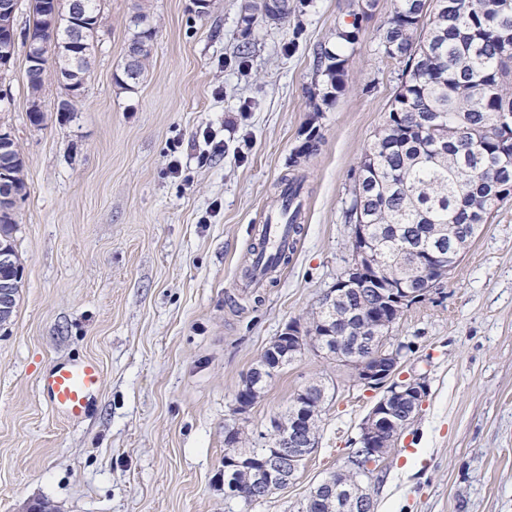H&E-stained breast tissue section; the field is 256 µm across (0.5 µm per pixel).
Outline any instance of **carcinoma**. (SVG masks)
<instances>
[{
    "label": "carcinoma",
    "mask_w": 512,
    "mask_h": 512,
    "mask_svg": "<svg viewBox=\"0 0 512 512\" xmlns=\"http://www.w3.org/2000/svg\"><path fill=\"white\" fill-rule=\"evenodd\" d=\"M351 24L336 28L339 49L324 48L316 58V97L337 98L345 89L346 52L361 44L362 23L372 17L375 0H359ZM246 25L256 15L272 22L288 20L289 0H255L245 6ZM128 45L139 49L135 69L113 73L115 83L132 90L152 58L154 24L137 5L130 18ZM41 38L71 39L62 22L50 32L40 10L30 22ZM98 31L91 30L61 68L66 88L83 89L90 76V56ZM378 50L402 65L401 82L358 166L346 218L369 225L372 242L385 256L413 240L415 258L435 247L425 234L431 226L453 225L461 243L472 225L488 223L498 203L512 196V0H393L379 35ZM27 195L20 151L0 155V282L19 286L22 271L14 246L16 206L4 187ZM303 180L284 179L280 205L295 224ZM224 454V496L245 505L249 499L242 476Z\"/></svg>",
    "instance_id": "obj_1"
}]
</instances>
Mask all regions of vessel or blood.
Returning a JSON list of instances; mask_svg holds the SVG:
<instances>
[{
	"instance_id": "1",
	"label": "vessel or blood",
	"mask_w": 512,
	"mask_h": 512,
	"mask_svg": "<svg viewBox=\"0 0 512 512\" xmlns=\"http://www.w3.org/2000/svg\"><path fill=\"white\" fill-rule=\"evenodd\" d=\"M294 225L285 223L280 212L269 211L264 220L265 248L254 257L249 272L253 285L274 267L277 256L287 253L293 242ZM103 371L95 360L54 364L41 377V389L52 409L63 419L76 421L92 410L103 385Z\"/></svg>"
}]
</instances>
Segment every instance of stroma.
<instances>
[{
    "label": "stroma",
    "mask_w": 512,
    "mask_h": 512,
    "mask_svg": "<svg viewBox=\"0 0 512 512\" xmlns=\"http://www.w3.org/2000/svg\"><path fill=\"white\" fill-rule=\"evenodd\" d=\"M135 2L97 0L105 24L83 92L72 97L48 73L42 124L28 118L24 52L0 76V129L19 144L28 185L14 234L23 277L0 328V512L39 500L57 512H304L319 481L350 468L383 389L308 350L241 416L236 395L352 259L344 200L400 83L377 50L391 0L365 23L345 91L316 115V56L335 48L354 0H291L288 21L249 26L248 0H143L157 33L127 91L113 75ZM313 126L320 147L297 161ZM207 127L224 152L203 163ZM294 168L305 178L298 247L271 285L240 291ZM389 344L406 348L395 381L424 378L428 393L365 484L374 512H512V198L447 281L404 309ZM83 358L101 364L103 386L90 415L67 422L38 380ZM313 381L329 389L314 453L261 503L229 504L225 423L261 446L271 418Z\"/></svg>",
    "instance_id": "obj_1"
}]
</instances>
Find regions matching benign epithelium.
<instances>
[{
    "instance_id": "1",
    "label": "benign epithelium",
    "mask_w": 512,
    "mask_h": 512,
    "mask_svg": "<svg viewBox=\"0 0 512 512\" xmlns=\"http://www.w3.org/2000/svg\"><path fill=\"white\" fill-rule=\"evenodd\" d=\"M13 41H24L31 52V70L46 73L50 68H59L60 46L56 42L33 41L28 32L12 33ZM436 248L422 259V266L414 268L408 275L388 288L378 287L375 277L382 258L379 251L366 235L363 224L354 225L352 236L353 258L348 279L340 287L329 289L323 296L324 302L339 304L344 297V288H354L360 284L375 289L382 300H391L398 311L422 298L433 289L437 274L443 279L453 265L448 263L445 234L436 235ZM424 278L429 286L417 288L415 279ZM394 319L383 317L372 322L369 335L351 336L346 330H336L328 325L323 332L313 338L308 336L305 326L298 322L288 323L284 330L269 343L255 367L252 368L247 386L254 387L266 382L276 373L283 358L291 360L307 350L340 362L354 371L356 381L368 387L388 386L386 394L373 406L365 418L358 440L359 450L355 455L356 470L367 474L370 466L385 457L404 432L407 424L413 422L419 413L421 403L427 394V385L420 378L391 382L400 367L402 354L387 346V339ZM326 396L319 387L307 385L288 413V422L282 424L271 437L273 450L272 468L262 471L245 469V480L266 492L274 491L290 483L298 467L296 461L313 453L316 445L312 435L319 424ZM343 498H337L336 484L330 478L322 480L310 493L312 498H322L336 503L340 512H373V502L364 489V479L360 478L344 488Z\"/></svg>"
}]
</instances>
